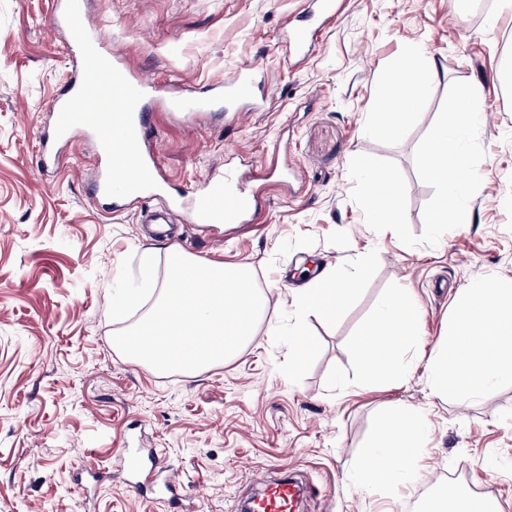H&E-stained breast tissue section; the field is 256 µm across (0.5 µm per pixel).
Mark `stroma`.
<instances>
[{
    "instance_id": "stroma-1",
    "label": "stroma",
    "mask_w": 512,
    "mask_h": 512,
    "mask_svg": "<svg viewBox=\"0 0 512 512\" xmlns=\"http://www.w3.org/2000/svg\"><path fill=\"white\" fill-rule=\"evenodd\" d=\"M53 0H0V512H167L134 492L118 468L121 448H159L191 512H237L259 474L294 470L312 486L304 512H388L392 500L430 512L437 496L477 495L512 512V382L464 400L430 397L433 351L453 331V301L466 283L512 277V11L490 0H339L311 54L289 64L283 36L308 0H82L90 22L129 70L197 89L225 69L260 62L263 110L225 124L211 112L195 125L154 111L151 143L170 192L211 169L251 171L258 211L249 224L179 238L147 239L139 211H113L94 189L95 145L62 147L42 173L41 132L51 100L67 87L68 37L52 29ZM502 23L488 30L487 19ZM432 56L444 76L415 107L401 137L373 131L371 115L392 71ZM481 83L489 119L479 142L482 184L464 225L436 246L403 245L375 232L351 199L349 163L368 154L396 163L407 183V219L423 231L432 188L414 153L449 86ZM282 143L300 167L284 178ZM180 250L250 267L271 300L253 343L226 363L187 376L124 356L109 316L110 291L127 255ZM360 272L359 290L336 319L312 316L313 344L288 362L295 320L283 299L302 267ZM413 289L421 339L407 352L405 382L359 385L356 339L391 292ZM394 403L426 410L431 441L421 484L394 498L354 487V466L381 414Z\"/></svg>"
}]
</instances>
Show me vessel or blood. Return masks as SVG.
I'll return each mask as SVG.
<instances>
[{"instance_id":"obj_1","label":"vessel or blood","mask_w":512,"mask_h":512,"mask_svg":"<svg viewBox=\"0 0 512 512\" xmlns=\"http://www.w3.org/2000/svg\"><path fill=\"white\" fill-rule=\"evenodd\" d=\"M336 17L335 0H312L309 20L290 23L284 40L290 57L307 56L318 28ZM53 25L64 27L70 35L74 77L67 95L53 99L50 130L39 141L38 153L43 169L60 163L59 143L70 141L80 132L93 135L100 147L98 194L110 197L113 210L128 203L153 200L155 206L146 223L164 234L174 215H185L188 223L205 229L220 224H242L253 220L257 212L256 192L246 174L235 170L209 171L199 187L171 194L160 177L157 152L149 142L151 115L146 105L161 102L185 123L194 122L202 113L222 104L224 112L260 110L262 92L260 67L253 62L226 70L223 80L209 92L159 85L126 69L122 56L109 51L89 27L78 0H55L50 17ZM128 474V484L137 493H151L168 502L177 500V482L173 474L157 465L156 452L139 448L123 449L119 456ZM294 485L287 480L268 484L256 506L257 512H295Z\"/></svg>"}]
</instances>
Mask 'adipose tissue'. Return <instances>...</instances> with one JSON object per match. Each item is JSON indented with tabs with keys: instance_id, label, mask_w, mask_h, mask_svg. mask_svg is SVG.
Returning <instances> with one entry per match:
<instances>
[{
	"instance_id": "obj_1",
	"label": "adipose tissue",
	"mask_w": 512,
	"mask_h": 512,
	"mask_svg": "<svg viewBox=\"0 0 512 512\" xmlns=\"http://www.w3.org/2000/svg\"><path fill=\"white\" fill-rule=\"evenodd\" d=\"M440 71L432 58L414 69L394 71V94L385 96L381 112L372 124L393 136L401 135L412 109L437 81ZM358 279L334 266L326 267L303 286L291 292L297 319L289 334L290 355L310 346L305 321L311 316L336 317L357 290ZM455 359L447 361L436 350L432 363L430 391L441 398L448 394V373H455L465 396H479L488 387L512 379V277L483 279L460 288L454 305ZM420 309L406 290L388 297L375 317L363 328L356 349L363 360L366 380L406 378L411 363L401 355L420 338L417 329ZM428 442L425 417L409 404L395 406L390 418L377 428L366 455L359 464V487L373 490L415 482L420 476L422 448Z\"/></svg>"
}]
</instances>
